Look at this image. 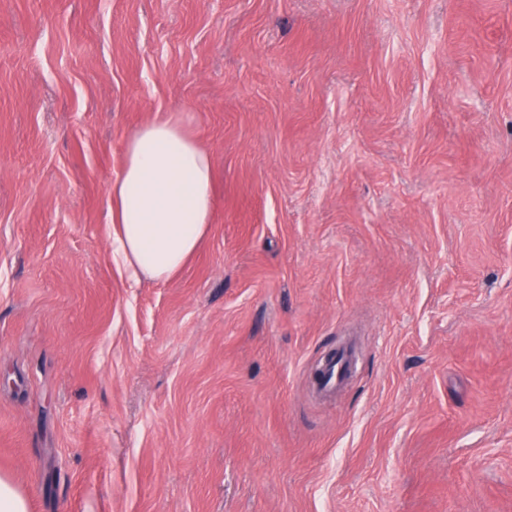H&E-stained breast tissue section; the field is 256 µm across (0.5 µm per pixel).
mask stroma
Returning a JSON list of instances; mask_svg holds the SVG:
<instances>
[{
  "label": "stroma",
  "instance_id": "1",
  "mask_svg": "<svg viewBox=\"0 0 512 512\" xmlns=\"http://www.w3.org/2000/svg\"><path fill=\"white\" fill-rule=\"evenodd\" d=\"M168 112L215 211L134 281L111 186ZM0 473L32 512H512V0H0ZM353 357V351L349 348H343L340 354L326 371L321 391L324 393H333L336 387L345 381L344 372Z\"/></svg>",
  "mask_w": 512,
  "mask_h": 512
}]
</instances>
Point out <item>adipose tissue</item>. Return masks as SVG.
<instances>
[{
	"label": "adipose tissue",
	"mask_w": 512,
	"mask_h": 512,
	"mask_svg": "<svg viewBox=\"0 0 512 512\" xmlns=\"http://www.w3.org/2000/svg\"><path fill=\"white\" fill-rule=\"evenodd\" d=\"M208 152L176 112L142 125L127 141L112 183V248L132 277L164 281L187 263L214 211Z\"/></svg>",
	"instance_id": "adipose-tissue-1"
}]
</instances>
